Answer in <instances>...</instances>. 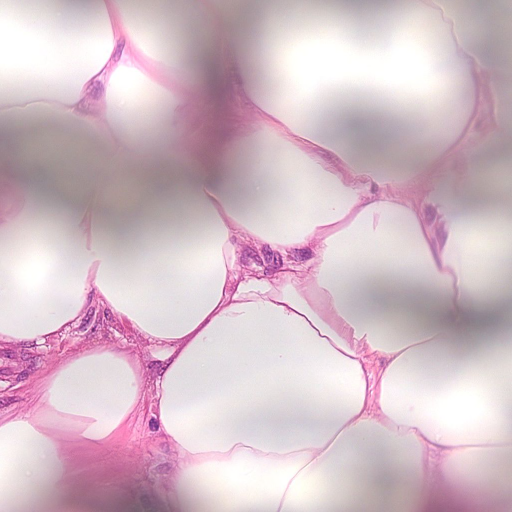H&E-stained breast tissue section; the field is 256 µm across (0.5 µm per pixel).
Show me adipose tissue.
<instances>
[{
    "instance_id": "adipose-tissue-1",
    "label": "adipose tissue",
    "mask_w": 512,
    "mask_h": 512,
    "mask_svg": "<svg viewBox=\"0 0 512 512\" xmlns=\"http://www.w3.org/2000/svg\"><path fill=\"white\" fill-rule=\"evenodd\" d=\"M98 313L0 512H146L145 411L167 512H512V0H0V348ZM154 423L149 412H144L133 427L134 439L121 448L112 447L110 469L113 484L125 486L139 482L147 505L152 511H162L158 498L150 492L152 482L170 465V456L164 448H153Z\"/></svg>"
}]
</instances>
